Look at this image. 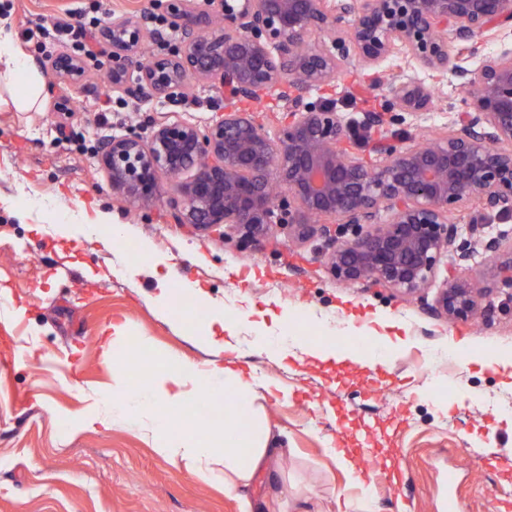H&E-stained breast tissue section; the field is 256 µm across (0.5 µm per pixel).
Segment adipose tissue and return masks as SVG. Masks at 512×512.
I'll use <instances>...</instances> for the list:
<instances>
[{
	"mask_svg": "<svg viewBox=\"0 0 512 512\" xmlns=\"http://www.w3.org/2000/svg\"><path fill=\"white\" fill-rule=\"evenodd\" d=\"M45 102L40 73L20 49L8 18L0 16V112H40ZM179 286L208 312L197 341L212 351L213 361L202 366L159 351L149 337L134 338L126 325H113L100 354L112 370L111 388L99 393L75 419H61L59 425L66 432L98 425L134 429L163 459L183 464L190 474L223 486L232 496L249 486L255 473L283 449L263 416L259 379L253 372L220 363L217 356L245 330L253 333L255 346L271 357L285 358L289 350L271 339L263 323L249 320L247 313L225 316L223 307L191 281L180 280ZM137 349L154 362L155 375L148 385L132 388L128 380ZM204 393L222 407L224 421L202 434L183 426L179 411Z\"/></svg>",
	"mask_w": 512,
	"mask_h": 512,
	"instance_id": "adipose-tissue-1",
	"label": "adipose tissue"
}]
</instances>
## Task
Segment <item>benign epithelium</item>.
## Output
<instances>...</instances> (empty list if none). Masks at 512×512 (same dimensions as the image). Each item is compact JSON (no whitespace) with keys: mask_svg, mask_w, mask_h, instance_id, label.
<instances>
[{"mask_svg":"<svg viewBox=\"0 0 512 512\" xmlns=\"http://www.w3.org/2000/svg\"><path fill=\"white\" fill-rule=\"evenodd\" d=\"M176 47L140 61L163 38L150 10L112 14L104 40L112 53V91L167 104L184 99L194 79L227 95L257 98L284 84L292 120L275 136L254 113L224 108L200 127L161 122L144 137L134 127L99 150L112 191L149 208L161 180L176 181L174 219L196 230L224 227L255 245L274 224L305 243L322 239L326 265L347 284L381 285L416 294L435 278L443 257L448 275L431 312L450 322L481 311L479 289L460 271L476 248L500 258L503 236L490 224L512 220V43L477 69L449 51L475 50L490 32L512 31V0H165ZM403 46L425 70L452 73L464 91L454 127L429 143L380 140L381 161L368 166L342 142L386 122L365 116L359 127L332 106L305 101L354 57L378 65ZM57 84H79L83 60L61 51L48 60ZM400 111L432 109L434 94L404 74L393 85ZM473 203L466 229L452 212Z\"/></svg>","mask_w":512,"mask_h":512,"instance_id":"benign-epithelium-1","label":"benign epithelium"}]
</instances>
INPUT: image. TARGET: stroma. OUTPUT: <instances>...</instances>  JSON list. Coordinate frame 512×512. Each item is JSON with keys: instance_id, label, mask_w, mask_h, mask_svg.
Here are the masks:
<instances>
[{"instance_id": "35a3bbf8", "label": "stroma", "mask_w": 512, "mask_h": 512, "mask_svg": "<svg viewBox=\"0 0 512 512\" xmlns=\"http://www.w3.org/2000/svg\"><path fill=\"white\" fill-rule=\"evenodd\" d=\"M83 3L0 0V11L18 28L28 19L66 16ZM413 66L402 46L374 67L353 59L305 99L335 106L348 121L371 108L383 112L393 76ZM416 73L438 96L437 107L356 140L350 154L375 165V139L394 134L409 142L448 129L463 108L458 79ZM83 81L71 111H56L50 93L43 111L0 112V196L31 203L23 215L0 207V512H240L234 498L157 456L136 431L59 436L58 416L79 413L112 384L100 358L105 327L123 323L160 350L199 364L211 359L193 342L195 305L174 306L167 315L152 306L165 269L151 277L121 275L140 261L136 244L143 239L170 253L177 270L225 312L253 308L266 326L293 309L304 315L296 335L312 341L355 335L381 316L399 325L401 347L375 365L302 354L277 362L237 345L233 360L269 383L264 413L288 437L283 458L245 490L263 512H341L347 477L334 451L362 444L377 449L379 463L395 474L387 484L368 474L376 512H398L403 498L408 512H448L452 495L465 512H483L488 499L512 489V471L501 467L512 461V365L474 360L487 349L512 352V298L495 267L481 261L466 270L482 291L483 314L451 324L430 312L435 288L408 297L340 283L286 230L272 228L261 247L246 248L237 236L176 224L167 206L136 210L112 192L96 156L101 138L132 125L147 135L160 120L204 125L228 104L254 113L273 135L286 117L279 94L230 101L196 83L197 111L164 112L147 98L108 102L112 89L101 71L86 70ZM99 213L126 225L125 243L107 247L90 234L64 239L53 231L57 222Z\"/></svg>"}]
</instances>
